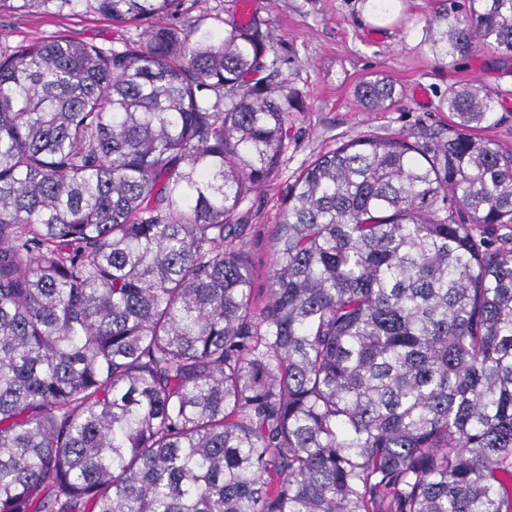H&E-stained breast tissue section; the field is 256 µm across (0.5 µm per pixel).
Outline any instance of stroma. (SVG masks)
Listing matches in <instances>:
<instances>
[{
  "mask_svg": "<svg viewBox=\"0 0 512 512\" xmlns=\"http://www.w3.org/2000/svg\"><path fill=\"white\" fill-rule=\"evenodd\" d=\"M443 7V0H397L378 17L368 13L366 0H251L252 12L269 26L283 77L305 105L288 123L287 162L241 207L239 239L250 253L256 290L267 286L272 238L288 188L318 155L362 135L444 125L448 115L438 107L440 98L449 87L471 83L504 95L501 120L486 134L512 149V60L484 48L450 65L437 62L426 29ZM130 33L81 8L66 15L0 13V37L13 45L57 36L103 43ZM372 72L390 76L401 90L399 103L388 111L365 110L354 98L355 85Z\"/></svg>",
  "mask_w": 512,
  "mask_h": 512,
  "instance_id": "obj_1",
  "label": "stroma"
}]
</instances>
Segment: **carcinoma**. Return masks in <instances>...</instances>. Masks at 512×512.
Listing matches in <instances>:
<instances>
[{
	"label": "carcinoma",
	"instance_id": "carcinoma-1",
	"mask_svg": "<svg viewBox=\"0 0 512 512\" xmlns=\"http://www.w3.org/2000/svg\"><path fill=\"white\" fill-rule=\"evenodd\" d=\"M465 2L434 59H512V0ZM79 7L141 32L0 42V512H512L502 95L450 87L447 126L306 166L258 304L237 210L303 111L268 25L0 0Z\"/></svg>",
	"mask_w": 512,
	"mask_h": 512
}]
</instances>
